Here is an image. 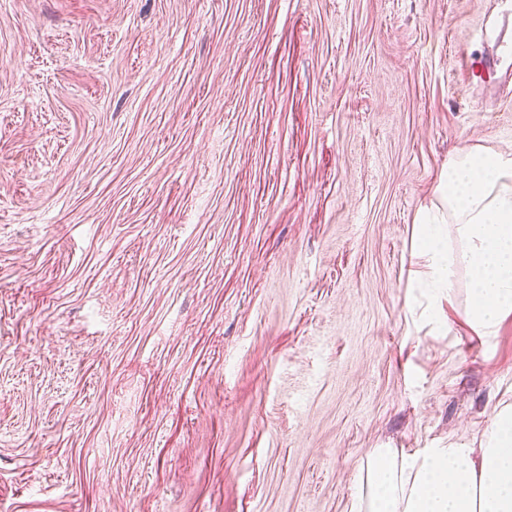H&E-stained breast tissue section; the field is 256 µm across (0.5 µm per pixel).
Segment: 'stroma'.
<instances>
[{"label":"stroma","mask_w":512,"mask_h":512,"mask_svg":"<svg viewBox=\"0 0 512 512\" xmlns=\"http://www.w3.org/2000/svg\"><path fill=\"white\" fill-rule=\"evenodd\" d=\"M512 0H0V512H351L478 447L495 335L411 287L512 151Z\"/></svg>","instance_id":"stroma-1"}]
</instances>
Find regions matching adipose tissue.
<instances>
[{"label": "adipose tissue", "instance_id": "obj_1", "mask_svg": "<svg viewBox=\"0 0 512 512\" xmlns=\"http://www.w3.org/2000/svg\"><path fill=\"white\" fill-rule=\"evenodd\" d=\"M438 188L448 216L427 214L415 226V279L439 296L466 274L465 321L492 335L512 315V152L472 147L449 161ZM352 512H512V406L476 448L414 456L373 449L360 465Z\"/></svg>", "mask_w": 512, "mask_h": 512}]
</instances>
